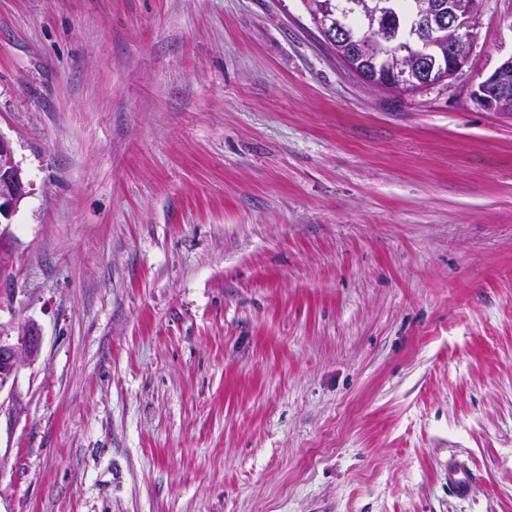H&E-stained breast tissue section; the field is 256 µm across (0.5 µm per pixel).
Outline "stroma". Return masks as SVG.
I'll use <instances>...</instances> for the list:
<instances>
[{
	"label": "stroma",
	"instance_id": "obj_1",
	"mask_svg": "<svg viewBox=\"0 0 512 512\" xmlns=\"http://www.w3.org/2000/svg\"><path fill=\"white\" fill-rule=\"evenodd\" d=\"M510 54L512 0L410 95L303 0H0V512H512ZM470 95L479 105L492 111L499 112L512 102V54L502 59L480 82L472 84ZM29 187L10 140L0 133V224L10 223L18 205L29 195ZM14 327L5 328L0 323V390L15 377L23 356H34L40 346V330L29 323L18 328V343L8 341ZM477 488L476 477L468 472L462 465L450 463L448 465V489L459 498H468Z\"/></svg>",
	"mask_w": 512,
	"mask_h": 512
}]
</instances>
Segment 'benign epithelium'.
Listing matches in <instances>:
<instances>
[{"label": "benign epithelium", "instance_id": "1", "mask_svg": "<svg viewBox=\"0 0 512 512\" xmlns=\"http://www.w3.org/2000/svg\"><path fill=\"white\" fill-rule=\"evenodd\" d=\"M482 2L450 0L438 5L435 0H416L412 30L404 38L393 35L397 13L392 0H346L347 8L369 18L355 34L342 24L340 7L327 0H310L309 8L327 43L351 45L348 65L365 85L414 94L455 80L469 66L472 30ZM471 97L492 111L512 102V55L472 85ZM29 187L10 140L0 133V224L10 223L18 205L30 194ZM14 330L0 325V390L15 377L22 358L34 356L40 346L41 333L34 324L16 330V344L9 342Z\"/></svg>", "mask_w": 512, "mask_h": 512}]
</instances>
